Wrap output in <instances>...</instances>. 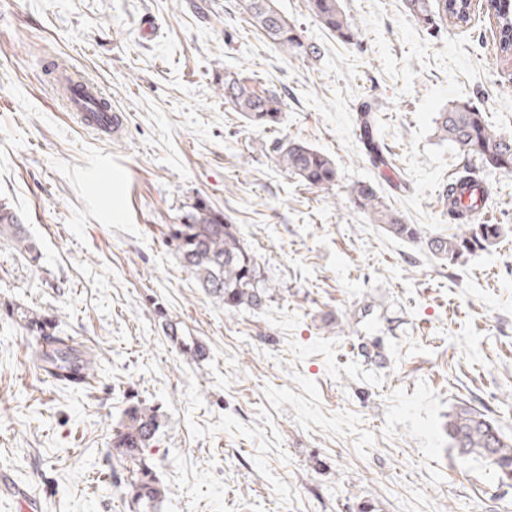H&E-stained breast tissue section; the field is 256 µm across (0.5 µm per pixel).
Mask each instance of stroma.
<instances>
[{"label":"stroma","mask_w":512,"mask_h":512,"mask_svg":"<svg viewBox=\"0 0 512 512\" xmlns=\"http://www.w3.org/2000/svg\"><path fill=\"white\" fill-rule=\"evenodd\" d=\"M321 50L308 63L245 22L240 0H0V196L40 249L0 238V512H129L110 438L129 393L166 420L154 458L166 512H504L512 478L452 448L465 402L512 436V173L485 175L479 218L499 242L447 266L357 211L374 181L356 114L376 102L394 183L388 201L429 234L462 165L434 119L471 103L512 134V62L497 26L420 27L404 0H342L352 42L308 0H275ZM59 60L102 86L123 116L104 141L78 127L50 83ZM277 90L275 130L224 104L225 71ZM297 138L340 179L304 186L267 153ZM236 224L271 285L258 309L225 310L167 239L196 199ZM53 315L94 352L74 388L45 377L33 339L3 308ZM202 343L183 354L165 321Z\"/></svg>","instance_id":"35a3bbf8"}]
</instances>
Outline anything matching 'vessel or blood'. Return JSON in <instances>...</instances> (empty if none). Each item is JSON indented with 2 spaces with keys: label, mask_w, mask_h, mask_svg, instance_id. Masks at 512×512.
<instances>
[{
  "label": "vessel or blood",
  "mask_w": 512,
  "mask_h": 512,
  "mask_svg": "<svg viewBox=\"0 0 512 512\" xmlns=\"http://www.w3.org/2000/svg\"><path fill=\"white\" fill-rule=\"evenodd\" d=\"M71 89L62 104L73 120L100 138H110L121 125V117L113 112L104 90L96 83L75 74H67Z\"/></svg>",
  "instance_id": "vessel-or-blood-1"
}]
</instances>
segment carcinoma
Here are the masks:
<instances>
[{
	"mask_svg": "<svg viewBox=\"0 0 512 512\" xmlns=\"http://www.w3.org/2000/svg\"><path fill=\"white\" fill-rule=\"evenodd\" d=\"M406 8L417 23L429 26L434 17L448 15V0H406ZM488 8L497 22V52L508 59L512 57V0H489ZM242 9L248 15V23L285 54L309 62L320 57L318 46L302 39L276 8L275 0H243ZM309 10L339 39H353L350 18L340 0H309ZM223 95L224 104L242 115L250 126L271 130L280 124L284 100L276 90L226 71ZM376 112V107L365 104L357 113L356 122L373 167L391 182L393 164L388 147L377 134ZM435 133L467 160L442 191L455 233L425 235L419 225L407 223L403 214L385 201L372 181L352 184L348 196L354 208L387 234L406 242L422 241L436 259L456 266L475 252L497 244L505 231L502 224L474 223L473 213L487 202L485 173L512 172V135L493 128L482 112L463 101H450L437 114ZM270 157L276 166L311 189L327 190L340 178L331 157L299 140L274 139ZM0 237L13 241L31 261L37 260V247L25 232L21 216L5 201H0ZM168 237L182 265L201 288L224 303V308H259L266 302L268 280L252 251L241 241L236 225L229 223L219 208L197 200L179 223L168 226ZM5 313L36 338L35 357L46 375L70 387H81L91 378L94 356L80 349L72 337L63 335L53 317L16 304L6 308ZM164 427L162 415L137 401L123 410L112 429V456L129 473L119 488L130 512H165L167 486L151 451ZM448 438L460 453L478 455L503 471H512V438L479 409L464 402L454 407L448 413Z\"/></svg>",
	"mask_w": 512,
	"mask_h": 512,
	"instance_id": "cac0c4a2",
	"label": "carcinoma"
}]
</instances>
